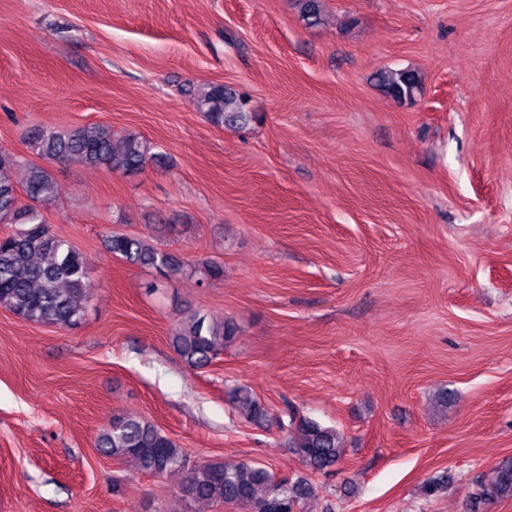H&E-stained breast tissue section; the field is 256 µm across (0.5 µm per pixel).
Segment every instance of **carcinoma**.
I'll return each mask as SVG.
<instances>
[{"instance_id": "cac0c4a2", "label": "carcinoma", "mask_w": 512, "mask_h": 512, "mask_svg": "<svg viewBox=\"0 0 512 512\" xmlns=\"http://www.w3.org/2000/svg\"><path fill=\"white\" fill-rule=\"evenodd\" d=\"M298 2L309 26L322 24L321 0ZM375 80L398 104L415 101L423 90L420 75L412 69L384 68ZM193 100L196 109L216 126L244 125L251 119L246 100L222 83L203 85L193 92ZM27 140L33 153L55 163L77 162L128 175L143 171L153 160L139 135H118L102 125L66 131L35 127ZM22 165L28 175L19 188L10 171ZM56 195L57 186L48 170L0 149V224L11 226L0 235V307L34 323L68 328L80 321L92 284L80 253L44 218L41 207ZM105 247L112 256L133 266L153 268L167 278L185 273L189 266L141 236L114 232ZM236 334L234 321L191 310L172 333L171 343L182 361L200 369L211 364ZM227 397L245 421L264 426L270 421L266 405L251 388L237 385L228 390ZM287 440L305 473L286 484L268 467L251 460L229 464L208 459L191 464L172 438L133 416L112 419L97 436L96 449L107 458L127 459L146 474L182 473L178 493L193 502L230 505L242 512H312L314 490L307 473L331 472L344 456V438L332 427L294 414ZM481 496L487 502L512 497V458L497 466Z\"/></svg>"}]
</instances>
